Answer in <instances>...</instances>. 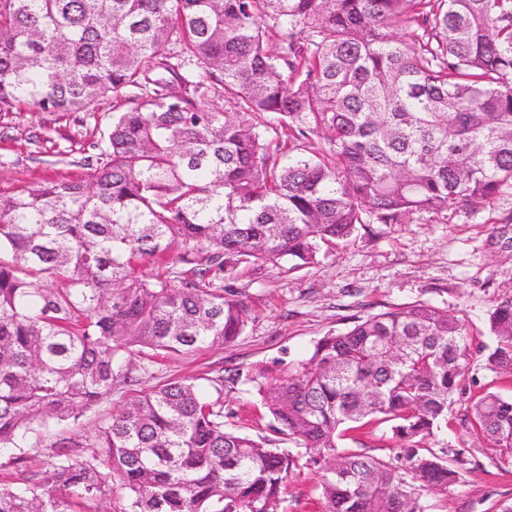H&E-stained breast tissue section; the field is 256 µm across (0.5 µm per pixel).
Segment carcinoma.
I'll return each instance as SVG.
<instances>
[{
	"instance_id": "1",
	"label": "carcinoma",
	"mask_w": 512,
	"mask_h": 512,
	"mask_svg": "<svg viewBox=\"0 0 512 512\" xmlns=\"http://www.w3.org/2000/svg\"><path fill=\"white\" fill-rule=\"evenodd\" d=\"M108 95L89 179L0 194L1 447L96 406L129 378L120 362L235 341L249 313L226 269L308 267L363 224L512 195V0H0V112ZM264 113L297 132L286 164L275 128L248 120ZM311 135L328 148L307 151ZM488 323L484 367L512 370V300ZM472 346L429 305L359 316L264 393L276 430L326 462V512H423L418 491L458 479L462 450L420 443L447 427ZM210 383L214 398L176 381L133 400L93 455L0 483V512L116 490L122 512H277L298 458L227 429ZM472 414L512 461V399L487 392ZM374 420L407 467L339 448Z\"/></svg>"
}]
</instances>
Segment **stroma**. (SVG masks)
<instances>
[{"mask_svg": "<svg viewBox=\"0 0 512 512\" xmlns=\"http://www.w3.org/2000/svg\"><path fill=\"white\" fill-rule=\"evenodd\" d=\"M112 108L106 97L85 112H37L23 104L0 112V194L87 178L99 163ZM224 285L249 307L242 336L155 359L147 371H136L135 382L116 380L111 393L78 419L30 435L23 447H0V482L41 469L64 442L77 454L92 455L101 420L161 384L193 380L205 388L211 378L235 372L239 381L223 388L227 428L295 451L294 442L273 430L259 391L287 378L318 340L345 330L357 316L424 303L463 316L474 345L490 343L488 313L512 298V197L472 212L417 213L398 224L360 227L349 240L322 246L317 263L302 269L241 263L225 272ZM488 392L512 396V373L492 372L474 360L448 411L447 429L427 441L433 449H463L466 463L448 488L422 491L424 512H504L512 506V466L502 464L500 449L471 426L470 407ZM339 445L368 456L396 454L385 424L347 432ZM321 472L310 454H301L278 512H325Z\"/></svg>", "mask_w": 512, "mask_h": 512, "instance_id": "35a3bbf8", "label": "stroma"}]
</instances>
